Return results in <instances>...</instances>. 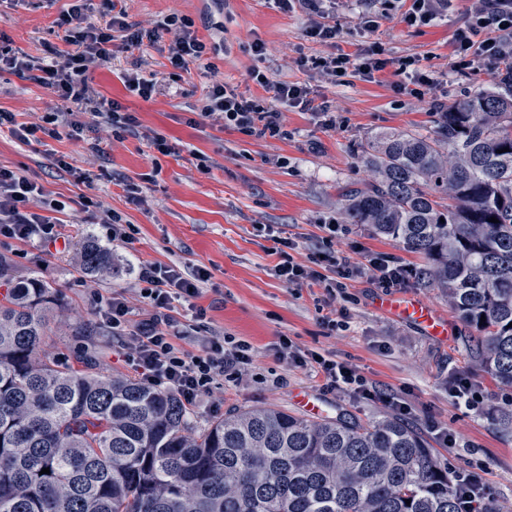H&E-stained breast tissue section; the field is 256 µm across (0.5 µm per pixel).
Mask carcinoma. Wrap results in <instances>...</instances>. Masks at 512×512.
I'll list each match as a JSON object with an SVG mask.
<instances>
[{
	"instance_id": "cac0c4a2",
	"label": "carcinoma",
	"mask_w": 512,
	"mask_h": 512,
	"mask_svg": "<svg viewBox=\"0 0 512 512\" xmlns=\"http://www.w3.org/2000/svg\"><path fill=\"white\" fill-rule=\"evenodd\" d=\"M365 163L350 222L424 257L423 283L477 333L476 371L512 388V59L492 90L436 113L434 135L384 133ZM80 258L113 271L91 238ZM0 281V512H457L448 471L398 418L268 407L197 429L175 393L92 351L41 356L56 289L35 272L12 282L2 257Z\"/></svg>"
}]
</instances>
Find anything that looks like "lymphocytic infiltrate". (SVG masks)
<instances>
[{"label": "lymphocytic infiltrate", "mask_w": 512, "mask_h": 512, "mask_svg": "<svg viewBox=\"0 0 512 512\" xmlns=\"http://www.w3.org/2000/svg\"><path fill=\"white\" fill-rule=\"evenodd\" d=\"M274 3L285 12L301 11L310 39L324 45L335 44L338 31L327 21L335 0H274ZM86 9L87 0H73L69 10L61 15L58 25L64 30L65 46L49 48L47 59L30 58L14 49L9 40L0 38V71L34 80L60 100V108L43 117L46 128L42 131L49 137L82 136L85 125L79 116L86 112L102 119L113 135L137 133L140 122L135 113L127 111L119 101L101 99L90 85L92 70L114 60L117 54L142 49L144 43H156L167 34L171 37L168 61L174 69L187 74L202 60L206 45L193 32L189 19L177 13L165 16L147 29L129 21L126 10L121 9L113 12L106 26L101 27L88 22ZM484 29L512 32V0H476L467 24L459 28L454 37L456 71L491 70L512 53V46L501 39L491 37L475 42V35ZM311 65L331 83L351 72L371 78L390 67L398 78V91L413 96L423 95L425 88L433 84L429 75L419 71L415 60L401 59L392 65L381 58L375 47L356 55L334 52L314 58ZM249 78L264 90V97L244 94L225 83L215 82L204 95L200 118L222 123L223 127L247 135L282 139L288 135L282 124L283 109L296 108L316 114L328 110L327 105L311 97L305 85L271 80L257 68L250 70ZM45 199L43 187L20 172L0 167V236L56 244L60 238L57 225L48 216L29 209L31 203ZM315 262V268H307L284 251L272 274L289 285L323 284L326 296L318 302L322 309L331 308L346 280L358 276L364 268L328 249L318 253ZM209 278L208 270L201 267L187 271L176 265L146 264L139 269L138 281L139 296L151 309L149 318L136 330H128L129 306L121 292L113 293L104 311L113 332L129 337L122 347L125 364L142 382L174 392L187 407L211 393L217 380H238L253 362L251 344L232 337H211L195 351L182 346L181 341L188 331L172 316V303L197 299L202 284ZM276 351L297 366H316L329 387L344 388L366 399L388 400L385 392L367 382L347 363L318 353L294 351L284 339L280 340Z\"/></svg>", "instance_id": "f902f5d3"}]
</instances>
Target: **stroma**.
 <instances>
[{"mask_svg": "<svg viewBox=\"0 0 512 512\" xmlns=\"http://www.w3.org/2000/svg\"><path fill=\"white\" fill-rule=\"evenodd\" d=\"M69 6L70 0H0V36L32 57H44L46 45L62 43L57 20ZM124 6L130 21L147 28L173 12L188 16L207 46L201 65L177 79L170 76L168 39L146 48L148 70L164 79L160 92L147 101L129 93L121 80L134 56L119 55L91 74L99 95L128 107L144 130L167 140L171 154H159L137 135L116 139L99 127L79 141L46 136L38 144L0 132V166L26 175L57 201L50 216L65 236L64 242L48 247L0 238V255L10 259L16 278L39 273L62 299L43 355L67 359L93 344L107 372L129 374L118 341L101 316L107 300L113 292L125 291L129 319L139 322L148 316L138 296L142 265L205 267L210 279L196 300L205 316L195 321L183 345L191 350L207 337L232 336L252 345L253 365L238 382L197 399L189 409L197 425L206 426L233 410L274 407L297 415L296 399L303 393L317 398L326 416L378 420L391 414L383 402L326 389L323 376L278 358L275 346L284 338L293 350L350 364L386 394L407 403L411 411L406 423L427 441L440 466L455 476L476 473L497 512H512V425L501 417L512 391L475 371L465 341L469 331L458 317L451 316L453 334L447 341L425 336L376 307L382 290L365 275L348 281L337 297L336 308L346 312L347 325L334 330L314 305L324 292L322 285L289 286L271 274L285 241L295 244L296 262L310 265L323 248L326 224L338 227L333 242L337 252L357 260L387 254L412 268L423 266L420 255L366 225L349 223L340 190L367 178L364 158L380 133L433 134L440 105L492 86L493 73L452 68L453 37L466 23L473 0H450L447 11L421 26L402 22L401 0H338L330 15L344 52L375 45L384 58L415 59L434 80L421 98L397 91L387 73L373 80L352 73L343 82L327 83L306 64L308 58L326 55L327 47L306 36L300 12H283L269 0H125ZM365 12L373 16L375 28L362 25ZM256 40L267 48L265 60L250 49ZM256 66L275 80L306 85L330 106L335 129L295 108L283 113L289 131L285 139H258L216 123H196L194 113L213 82L262 95L248 77ZM58 104L49 89L8 71L0 73V110L14 113L17 123H40ZM199 153L208 157V170L198 168ZM85 172L90 175L86 181L81 178ZM131 185L141 187L142 203L130 200ZM87 199L93 208H84ZM108 212L121 216L136 233L132 243L111 245L115 271L93 277L81 269L78 246L87 237L108 243L101 224ZM76 326L88 327V335H72ZM457 372L475 376L480 409H468L450 397L448 378ZM445 431L456 435L455 447L444 443Z\"/></svg>", "mask_w": 512, "mask_h": 512, "instance_id": "1", "label": "stroma"}]
</instances>
